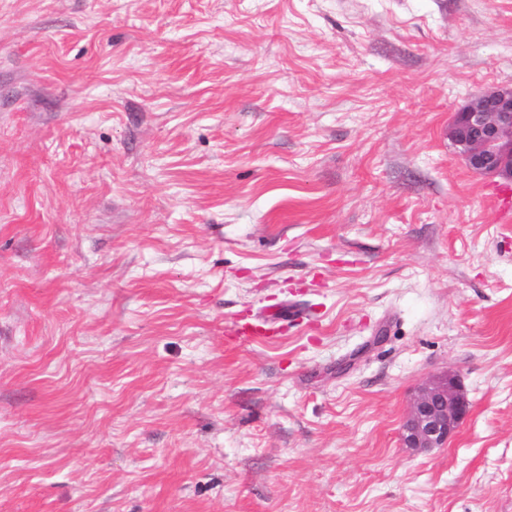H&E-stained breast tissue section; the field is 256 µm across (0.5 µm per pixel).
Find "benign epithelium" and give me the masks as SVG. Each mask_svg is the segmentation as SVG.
<instances>
[{
  "mask_svg": "<svg viewBox=\"0 0 512 512\" xmlns=\"http://www.w3.org/2000/svg\"><path fill=\"white\" fill-rule=\"evenodd\" d=\"M448 140L475 172L512 180V87L481 90L454 113ZM470 413L459 376L451 371L419 385L400 426L403 447L443 448Z\"/></svg>",
  "mask_w": 512,
  "mask_h": 512,
  "instance_id": "obj_1",
  "label": "benign epithelium"
}]
</instances>
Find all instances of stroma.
<instances>
[{
  "mask_svg": "<svg viewBox=\"0 0 512 512\" xmlns=\"http://www.w3.org/2000/svg\"><path fill=\"white\" fill-rule=\"evenodd\" d=\"M510 85L512 0H0V512H512ZM448 139L473 171L512 180V87L474 94L454 113ZM470 413V401L459 376L451 371L419 385L400 426L404 448L419 453L444 448Z\"/></svg>",
  "mask_w": 512,
  "mask_h": 512,
  "instance_id": "stroma-1",
  "label": "stroma"
}]
</instances>
